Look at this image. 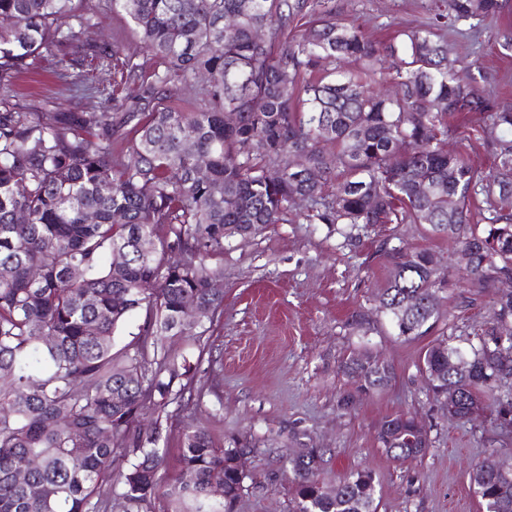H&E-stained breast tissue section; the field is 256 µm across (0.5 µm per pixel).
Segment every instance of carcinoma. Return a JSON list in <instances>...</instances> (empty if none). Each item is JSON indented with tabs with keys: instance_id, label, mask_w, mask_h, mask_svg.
Listing matches in <instances>:
<instances>
[{
	"instance_id": "obj_1",
	"label": "carcinoma",
	"mask_w": 512,
	"mask_h": 512,
	"mask_svg": "<svg viewBox=\"0 0 512 512\" xmlns=\"http://www.w3.org/2000/svg\"><path fill=\"white\" fill-rule=\"evenodd\" d=\"M328 3L112 0L138 37L126 51L83 43L75 0H0V512H145L156 501L165 512H230L244 481L231 460L244 449L217 445L185 413L205 348L192 363L173 338L200 342L223 313L213 284L224 245L285 221L295 196L308 224H427L455 243L448 266L426 248H380L390 265L380 308L399 336L428 335L438 292L457 278L512 276V108L462 82L437 35L495 16L503 0H438L432 21L388 44ZM308 14L316 24L288 38ZM47 55L72 88L85 87L90 59L140 93L130 103L108 83L96 87L97 112L38 109L15 80ZM383 56L393 97L369 82ZM469 119L493 148L484 176L446 146ZM119 137L124 162L112 158ZM495 306L496 323L468 346L444 338L422 358L435 396L458 391L448 414L461 422L481 399L512 414V293ZM135 313L133 340L114 349ZM343 369L365 393L393 377L372 356ZM175 426L180 475L164 484L158 444ZM378 441L396 460L421 456L410 417L384 421ZM320 462L314 448L290 460L294 512H377L370 472L328 488ZM470 481L485 512H512V472L495 453Z\"/></svg>"
}]
</instances>
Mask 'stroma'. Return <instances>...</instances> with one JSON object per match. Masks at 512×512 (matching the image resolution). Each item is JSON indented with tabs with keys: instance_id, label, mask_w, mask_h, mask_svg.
Here are the masks:
<instances>
[{
	"instance_id": "obj_1",
	"label": "stroma",
	"mask_w": 512,
	"mask_h": 512,
	"mask_svg": "<svg viewBox=\"0 0 512 512\" xmlns=\"http://www.w3.org/2000/svg\"><path fill=\"white\" fill-rule=\"evenodd\" d=\"M86 19V41L116 40L134 47L136 35L115 13L112 0H76ZM433 0H331L338 19L360 25L386 43L404 27L428 22ZM512 29V8L473 34L466 60L481 87L512 106V53L500 54L494 36ZM29 100L76 109L68 86L44 77H21ZM430 249L441 261L454 251L447 237L425 224H273L224 251V313L207 338L211 368L197 375L194 403L207 417L217 444L245 449V478L233 512H293L291 460L319 449V480L327 486L346 474L370 471L378 512H483L470 483L474 464L497 453L512 468V428L494 409L463 423L451 418L428 391L419 359L429 337L397 336L378 310L389 266L381 243ZM495 286L457 284L442 294L456 344L491 321ZM363 313L366 332L351 325ZM371 355L392 366L385 388L361 394L342 372L351 356ZM352 393L355 404L339 406ZM408 413L428 431L432 446L420 458L398 461L381 448L377 430L387 417Z\"/></svg>"
}]
</instances>
